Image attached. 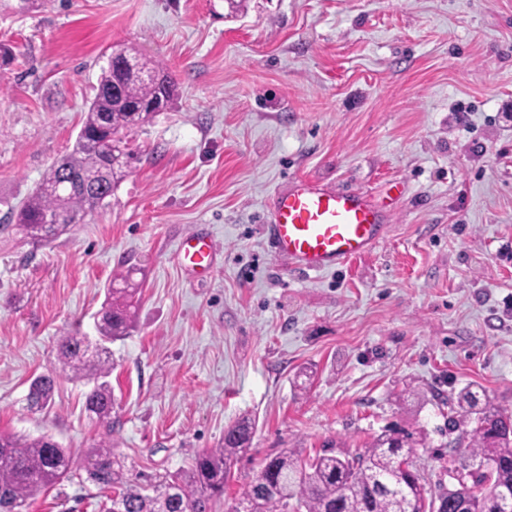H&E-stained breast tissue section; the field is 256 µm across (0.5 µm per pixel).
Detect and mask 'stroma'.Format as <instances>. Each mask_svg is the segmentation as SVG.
<instances>
[{"label":"stroma","instance_id":"obj_1","mask_svg":"<svg viewBox=\"0 0 512 512\" xmlns=\"http://www.w3.org/2000/svg\"><path fill=\"white\" fill-rule=\"evenodd\" d=\"M0 433L48 435L66 478L23 512H102L88 482L101 442L147 484L251 422L250 451L214 512H230L267 455L423 435L430 482L468 464L450 403L481 385L512 415V0H0ZM135 46L177 84L126 135L134 158L108 207L47 244L15 214L71 151L104 53ZM294 178L362 189L392 213L387 238L320 274L263 232ZM194 232L211 273L180 266ZM139 286L129 334L109 343L111 423L86 381L58 378L29 407L63 334L97 341L111 281Z\"/></svg>","mask_w":512,"mask_h":512}]
</instances>
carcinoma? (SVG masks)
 I'll return each instance as SVG.
<instances>
[{
    "label": "carcinoma",
    "instance_id": "cac0c4a2",
    "mask_svg": "<svg viewBox=\"0 0 512 512\" xmlns=\"http://www.w3.org/2000/svg\"><path fill=\"white\" fill-rule=\"evenodd\" d=\"M118 56L140 62L144 75L122 76L112 63L101 68L96 94L84 113L72 150L53 163L16 213L17 223L36 242H50L71 224L107 205L125 177L132 154L125 132L149 122L153 104H170L176 82L159 62L132 47ZM137 289H108L97 321L102 341L126 336L133 326ZM112 365L108 348L84 336H65L57 363L30 384L28 400L49 405L57 378L94 376L86 409L97 420L112 419ZM462 414L448 417V432L468 439L472 467L452 475L454 488L428 485L414 465L423 440L401 428L384 430L362 451L334 449L313 456L287 449L270 455L239 494L233 512H512V416L489 401L486 391L468 386L457 397ZM252 424L240 421L224 433V445L198 453L191 466L163 478L154 494L114 467L112 444L87 457V480L118 489L105 512H212L224 496L231 465L249 450ZM70 470L66 449L46 435L0 434V512H19L25 502L63 480Z\"/></svg>",
    "mask_w": 512,
    "mask_h": 512
}]
</instances>
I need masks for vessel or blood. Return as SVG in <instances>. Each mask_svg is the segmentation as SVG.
Returning a JSON list of instances; mask_svg holds the SVG:
<instances>
[{"label": "vessel or blood", "instance_id": "b4317fda", "mask_svg": "<svg viewBox=\"0 0 512 512\" xmlns=\"http://www.w3.org/2000/svg\"><path fill=\"white\" fill-rule=\"evenodd\" d=\"M388 216L366 193L329 189L298 179L277 193L265 231L276 255L307 273H320L363 256L386 234ZM215 243L209 236L182 239L178 258L190 271H209Z\"/></svg>", "mask_w": 512, "mask_h": 512}]
</instances>
